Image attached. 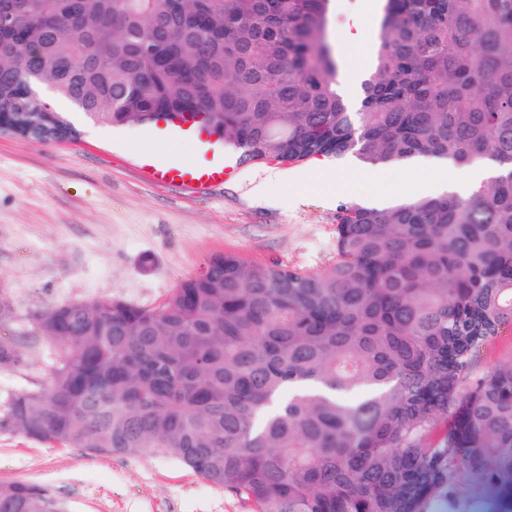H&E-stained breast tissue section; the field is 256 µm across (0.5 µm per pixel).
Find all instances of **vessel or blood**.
I'll use <instances>...</instances> for the list:
<instances>
[{"label":"vessel or blood","mask_w":512,"mask_h":512,"mask_svg":"<svg viewBox=\"0 0 512 512\" xmlns=\"http://www.w3.org/2000/svg\"><path fill=\"white\" fill-rule=\"evenodd\" d=\"M168 138L178 139L188 136L197 140L200 147H208L211 136L192 122H183L173 126L167 132ZM146 179L155 185H177L187 190H196L208 185L223 183L229 171L223 161L209 160L206 163L175 162L163 152H153L142 164Z\"/></svg>","instance_id":"b4317fda"}]
</instances>
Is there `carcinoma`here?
Wrapping results in <instances>:
<instances>
[{"label":"carcinoma","mask_w":512,"mask_h":512,"mask_svg":"<svg viewBox=\"0 0 512 512\" xmlns=\"http://www.w3.org/2000/svg\"><path fill=\"white\" fill-rule=\"evenodd\" d=\"M333 0H0V108L41 74L98 122L205 112L242 163L412 156L503 174L457 194L336 212L317 273L212 256L157 307L36 317L48 385L0 426L36 442L190 468L257 512H427L461 485L512 512V0H382L357 105L337 89ZM25 356L0 344V367ZM0 512H62L0 485ZM512 363V330H505L501 336L488 345L476 364L473 380L486 376L495 368Z\"/></svg>","instance_id":"obj_1"}]
</instances>
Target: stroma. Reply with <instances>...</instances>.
I'll return each instance as SVG.
<instances>
[{"label": "stroma", "instance_id": "35a3bbf8", "mask_svg": "<svg viewBox=\"0 0 512 512\" xmlns=\"http://www.w3.org/2000/svg\"><path fill=\"white\" fill-rule=\"evenodd\" d=\"M378 0H334L347 97L369 73ZM361 21L359 46L344 43ZM77 139L55 142L0 132V300L12 307L0 341L19 347L26 363L0 369V403L50 377V348L35 316L63 302L119 299L162 304L217 253L250 262L276 261L320 271L336 260V210L386 193L419 195L423 171L386 167L370 178L341 165L335 184L319 180L316 162L289 163L290 179L264 196L247 193L244 177L265 164H235L223 185L204 192L148 183L133 154L154 146L145 125L107 129L58 98ZM24 481L48 488L63 512H253V503L224 492L176 461L81 448L48 447L0 427V485Z\"/></svg>", "mask_w": 512, "mask_h": 512}]
</instances>
